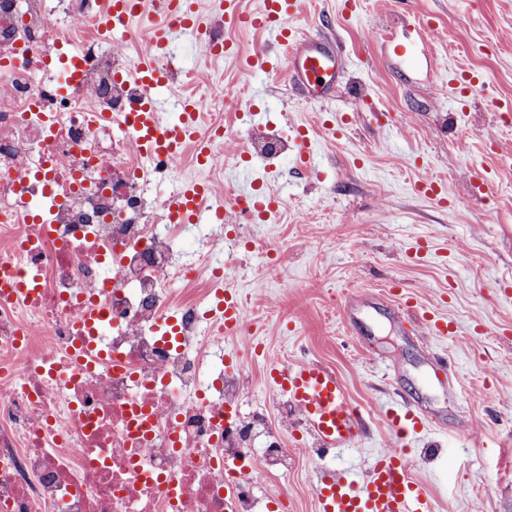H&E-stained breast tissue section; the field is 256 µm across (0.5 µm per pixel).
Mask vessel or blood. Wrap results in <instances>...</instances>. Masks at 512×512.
I'll list each match as a JSON object with an SVG mask.
<instances>
[{
	"instance_id": "1",
	"label": "vessel or blood",
	"mask_w": 512,
	"mask_h": 512,
	"mask_svg": "<svg viewBox=\"0 0 512 512\" xmlns=\"http://www.w3.org/2000/svg\"><path fill=\"white\" fill-rule=\"evenodd\" d=\"M105 18L113 33L124 32L131 20L143 11V0H103ZM298 11V0H264L256 13L231 12L224 21L231 27L249 26L265 33L278 46L287 48L286 68L305 99L312 104L325 101L345 71L344 53L334 45L314 37H297L286 21ZM150 50L139 57L127 78L137 87L126 106L125 125L139 154L159 162L173 156L184 145H194L198 164H208L211 143L199 130L195 98L179 100V117L164 114L161 89L170 84L165 62L171 56L175 36L191 35L203 41L212 56H231L232 43L221 44L209 37L210 20L198 14L195 0H152ZM201 185L185 184L170 198L172 216L182 224L208 220L224 223L227 215L250 221L266 202L254 192L251 177H243L236 200L212 208ZM38 287L29 276L0 279V299L33 301ZM213 315L224 323V332L234 336L246 325L244 308L236 295L219 290L214 294ZM268 379L288 399V406L300 418L302 427L315 440L321 453L337 452L355 445L362 433V417L351 403L348 390L335 370L318 362H297L273 367ZM387 419L403 439L420 432L428 422L422 410L408 407L388 409ZM319 512H433V504L422 484L410 472L406 454L378 453L366 475L347 470L321 471L315 485Z\"/></svg>"
}]
</instances>
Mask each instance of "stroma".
<instances>
[{"label":"stroma","instance_id":"stroma-1","mask_svg":"<svg viewBox=\"0 0 512 512\" xmlns=\"http://www.w3.org/2000/svg\"><path fill=\"white\" fill-rule=\"evenodd\" d=\"M431 15L442 35L425 46L417 17ZM289 26L298 36L339 43L346 71L333 99L313 105L287 80L285 67L244 80L237 60L215 58L188 37L174 57L194 81L171 82L164 96L213 89L231 138L217 145L225 187L237 188L240 155L253 115L269 113L271 135L312 130L315 169L295 168L291 151L272 159L261 190L280 194L277 215L244 236L235 224H190L185 259L220 238L239 241L225 258L224 280L199 281L186 296L227 289L243 302L245 334L223 340L211 358L241 365V415L266 414L288 450L287 472L261 471L254 494L264 512H318L320 467L368 465L399 440L385 409L410 403L441 415L411 443V473L434 512H512V126L499 103L512 101V0H361L356 18L340 0H302ZM377 37L362 40L364 26ZM484 77L458 107L434 86L445 67ZM431 179L441 192L416 191ZM452 327L431 336L397 316L392 284ZM361 291L381 301L361 306L355 330L343 303ZM447 356L452 389L432 377L429 359ZM334 369L365 419L362 438L339 456L317 459L296 417H282L266 374L284 362Z\"/></svg>","mask_w":512,"mask_h":512}]
</instances>
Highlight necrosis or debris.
<instances>
[{
    "instance_id": "obj_1",
    "label": "necrosis or debris",
    "mask_w": 512,
    "mask_h": 512,
    "mask_svg": "<svg viewBox=\"0 0 512 512\" xmlns=\"http://www.w3.org/2000/svg\"><path fill=\"white\" fill-rule=\"evenodd\" d=\"M102 8L0 0V275L34 271L40 287L35 303L0 304V512H257L255 475L288 452L262 418L232 414L240 379L207 369L223 322L191 297L170 305L174 285L214 272L212 250L184 262L182 225L144 192L152 169L112 131L132 60ZM60 44L93 63L58 98L38 58ZM50 98L53 115L34 110ZM172 313L176 340L161 333Z\"/></svg>"
}]
</instances>
